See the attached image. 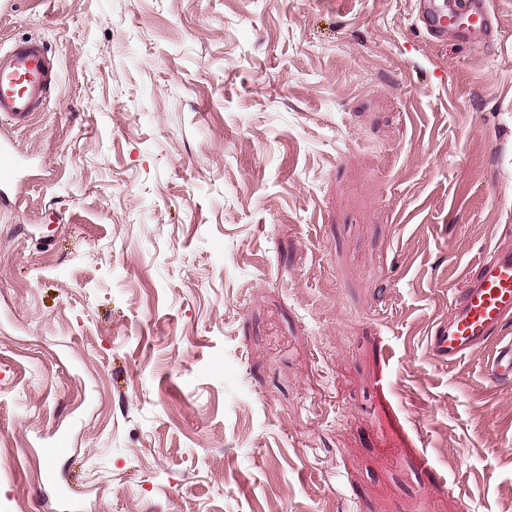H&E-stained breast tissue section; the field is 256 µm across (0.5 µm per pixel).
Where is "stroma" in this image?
I'll return each mask as SVG.
<instances>
[{
	"label": "stroma",
	"mask_w": 512,
	"mask_h": 512,
	"mask_svg": "<svg viewBox=\"0 0 512 512\" xmlns=\"http://www.w3.org/2000/svg\"><path fill=\"white\" fill-rule=\"evenodd\" d=\"M0 0L57 62L0 208V512H512V386L428 338L512 246V0ZM62 442L65 452L49 457ZM418 21L430 32L446 34L448 27L462 23L460 32L470 39L490 38L494 32L495 15L489 0H422Z\"/></svg>",
	"instance_id": "obj_1"
}]
</instances>
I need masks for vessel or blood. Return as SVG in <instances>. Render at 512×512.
I'll list each match as a JSON object with an SVG mask.
<instances>
[{"label":"vessel or blood","mask_w":512,"mask_h":512,"mask_svg":"<svg viewBox=\"0 0 512 512\" xmlns=\"http://www.w3.org/2000/svg\"><path fill=\"white\" fill-rule=\"evenodd\" d=\"M495 15L490 0H424L418 20L430 32L447 33L463 24V33L476 40L490 38ZM56 81V66L44 43L27 39L0 48V122L23 125L40 112ZM21 156L0 138V206H9L21 181ZM512 321V249H500L482 258L474 274L448 307V318L429 338L434 357L456 363L489 341H496L486 368L487 382L496 388L512 383V340L499 333Z\"/></svg>","instance_id":"b4317fda"}]
</instances>
